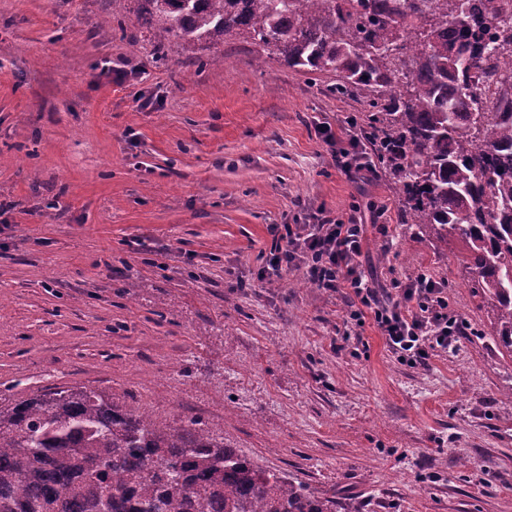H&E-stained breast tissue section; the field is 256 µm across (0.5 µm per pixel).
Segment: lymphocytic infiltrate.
Returning a JSON list of instances; mask_svg holds the SVG:
<instances>
[{
    "instance_id": "lymphocytic-infiltrate-1",
    "label": "lymphocytic infiltrate",
    "mask_w": 512,
    "mask_h": 512,
    "mask_svg": "<svg viewBox=\"0 0 512 512\" xmlns=\"http://www.w3.org/2000/svg\"><path fill=\"white\" fill-rule=\"evenodd\" d=\"M364 236L365 226L355 217L282 225L262 278L269 281L303 266L318 287L350 289L351 320L360 325L372 320L390 350L408 365L426 364L431 352L455 346L466 324L450 310L445 283L421 273L394 281L395 299L381 298L361 268Z\"/></svg>"
}]
</instances>
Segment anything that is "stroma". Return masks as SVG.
Returning a JSON list of instances; mask_svg holds the SVG:
<instances>
[{"mask_svg":"<svg viewBox=\"0 0 512 512\" xmlns=\"http://www.w3.org/2000/svg\"><path fill=\"white\" fill-rule=\"evenodd\" d=\"M132 0H0V405L84 386L198 420L359 512H512V354L455 239L404 221L365 127L260 47L157 51ZM362 218L364 271L445 282L468 331L401 363L348 290L260 281L274 224ZM388 234H381V224ZM320 134L322 135L323 141L330 145L332 148L333 155L336 159V164L345 173L351 174L353 171L366 170L372 172L373 166L368 162L358 151H356L357 143L356 136L349 140V146L351 151L344 147H337L338 141L336 134L332 131L331 126L323 125L319 128Z\"/></svg>","mask_w":512,"mask_h":512,"instance_id":"1","label":"stroma"}]
</instances>
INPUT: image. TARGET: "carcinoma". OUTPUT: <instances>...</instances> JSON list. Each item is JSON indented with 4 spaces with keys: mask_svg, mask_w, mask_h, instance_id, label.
I'll return each instance as SVG.
<instances>
[{
    "mask_svg": "<svg viewBox=\"0 0 512 512\" xmlns=\"http://www.w3.org/2000/svg\"><path fill=\"white\" fill-rule=\"evenodd\" d=\"M182 48L250 41L362 98L366 139L408 223L461 244L512 354V84L485 92L477 60L512 73V23L485 0H134ZM0 512H357L267 470L192 421L176 429L86 388L0 407Z\"/></svg>",
    "mask_w": 512,
    "mask_h": 512,
    "instance_id": "1",
    "label": "carcinoma"
}]
</instances>
